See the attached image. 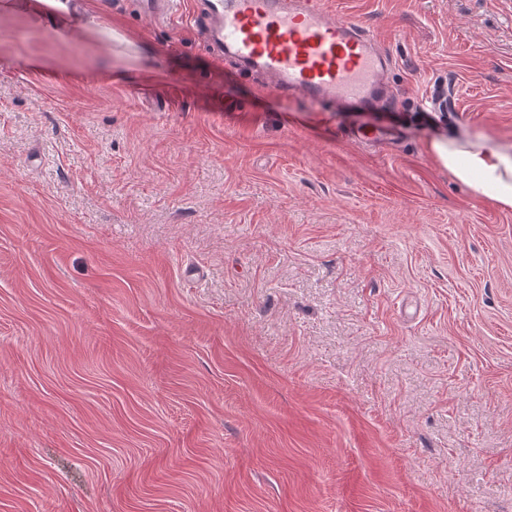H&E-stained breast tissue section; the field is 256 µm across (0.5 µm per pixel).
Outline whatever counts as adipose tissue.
Wrapping results in <instances>:
<instances>
[{"label": "adipose tissue", "instance_id": "ef3b65f1", "mask_svg": "<svg viewBox=\"0 0 512 512\" xmlns=\"http://www.w3.org/2000/svg\"><path fill=\"white\" fill-rule=\"evenodd\" d=\"M4 12L24 11L71 25L76 17L70 0H0ZM435 160L480 197L512 209V147L479 136L436 137L428 144Z\"/></svg>", "mask_w": 512, "mask_h": 512}]
</instances>
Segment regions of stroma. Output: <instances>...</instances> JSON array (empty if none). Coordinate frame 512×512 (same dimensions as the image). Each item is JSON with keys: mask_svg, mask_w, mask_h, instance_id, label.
I'll return each mask as SVG.
<instances>
[{"mask_svg": "<svg viewBox=\"0 0 512 512\" xmlns=\"http://www.w3.org/2000/svg\"><path fill=\"white\" fill-rule=\"evenodd\" d=\"M198 2L0 13V512H512V210L427 150L512 145V0H328L392 58L352 112Z\"/></svg>", "mask_w": 512, "mask_h": 512, "instance_id": "1", "label": "stroma"}]
</instances>
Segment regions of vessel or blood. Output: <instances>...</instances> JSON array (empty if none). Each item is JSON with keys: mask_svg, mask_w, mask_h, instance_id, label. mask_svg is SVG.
I'll return each mask as SVG.
<instances>
[{"mask_svg": "<svg viewBox=\"0 0 512 512\" xmlns=\"http://www.w3.org/2000/svg\"><path fill=\"white\" fill-rule=\"evenodd\" d=\"M198 31L209 50L260 73L277 92L297 93L338 111L373 106L391 61L357 19L327 0H203Z\"/></svg>", "mask_w": 512, "mask_h": 512, "instance_id": "1", "label": "vessel or blood"}]
</instances>
